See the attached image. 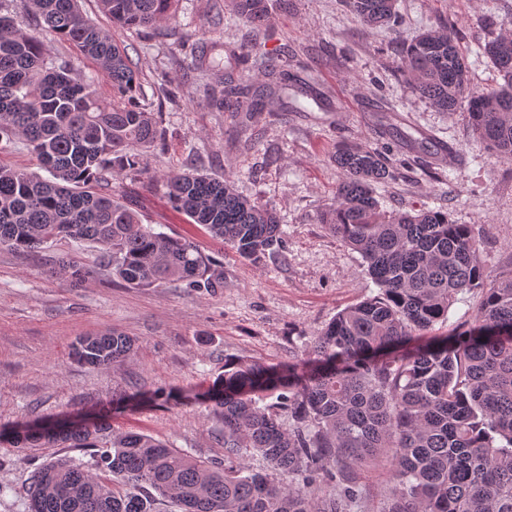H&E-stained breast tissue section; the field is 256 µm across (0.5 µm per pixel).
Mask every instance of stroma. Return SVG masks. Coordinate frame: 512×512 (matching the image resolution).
Here are the masks:
<instances>
[{
  "instance_id": "obj_1",
  "label": "stroma",
  "mask_w": 512,
  "mask_h": 512,
  "mask_svg": "<svg viewBox=\"0 0 512 512\" xmlns=\"http://www.w3.org/2000/svg\"><path fill=\"white\" fill-rule=\"evenodd\" d=\"M269 4L270 22L260 29L238 20L229 0H178L171 23L129 31L113 28L97 0H82L84 15L125 45L142 101L164 132L163 147L147 158L148 173L126 172L99 189L133 199L156 231L195 240L223 263L224 284L129 288L94 248L67 238L26 253L0 248V426L92 418L141 390L149 400L113 414L115 430L148 434L194 457L223 458L224 424L194 398L225 363L291 360L338 312L379 291L360 254L319 222L336 196L341 173L334 157L346 144L386 154L394 176L377 194L388 209L446 210L483 239L488 269H512V160L497 159L472 134L466 110L438 111L400 71L404 44L449 20L473 83L497 86L500 76L477 49L512 27V0H397L392 30L363 27L345 0ZM202 39L228 53L257 43L259 53L240 65L245 76L263 83L266 62H284L312 97L303 99V111L273 110L256 127L241 113L212 109L207 94L222 88L224 75L192 68ZM43 41L49 64H72L111 102L112 84L91 60L51 34ZM443 145L454 157L438 159ZM188 162L234 180L240 194L276 213L287 232L282 251L242 259L174 211L166 177ZM50 254L72 258L91 278L74 286L52 275ZM108 330L135 342L123 366L96 370L72 359L77 337ZM62 455L91 459L80 448L0 445V512H28L23 488L31 473ZM359 483L360 512H385L390 465L366 463Z\"/></svg>"
}]
</instances>
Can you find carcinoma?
<instances>
[{
	"label": "carcinoma",
	"mask_w": 512,
	"mask_h": 512,
	"mask_svg": "<svg viewBox=\"0 0 512 512\" xmlns=\"http://www.w3.org/2000/svg\"><path fill=\"white\" fill-rule=\"evenodd\" d=\"M42 30L0 13V138H22L52 179L0 164V247L30 252L70 238L92 245L131 288L172 283L220 288L223 264L189 238L142 222L128 200L95 191L107 176L140 172L163 132L138 97L131 59L88 20L80 0H25ZM177 0H100L112 24L151 29ZM369 29L395 25L396 0H346ZM252 28L269 22L268 0H231ZM91 59L112 83V105L70 65L45 62L41 31ZM503 83L475 89L453 25L428 29L403 48L415 93L443 112L466 109L473 133L512 160V38L481 47ZM198 69L224 68L207 41ZM264 76L286 90L285 66ZM212 105L259 121L267 104L227 78ZM342 178L321 223L359 252L379 293L340 311L287 364L228 362L201 403L224 421V459L202 460L161 441L111 428L109 415L0 427L15 448H86L93 463L55 457L37 466L24 493L33 512H353L361 498L355 468L390 463L387 512H512V269L481 260L483 240L444 210L383 208L376 187L392 178L387 159L358 144L336 152ZM168 197L191 222L245 260L275 253L285 231L277 216L238 194L229 178L185 169ZM51 270L81 286L90 272L60 256ZM481 294L469 329L428 332L448 318L458 294ZM118 331L81 336L73 358L107 369L133 354ZM276 396L277 405L260 402ZM271 472L255 471L246 453Z\"/></svg>",
	"instance_id": "obj_1"
}]
</instances>
